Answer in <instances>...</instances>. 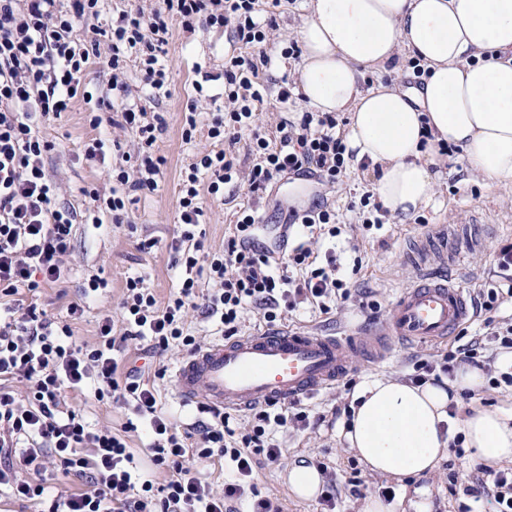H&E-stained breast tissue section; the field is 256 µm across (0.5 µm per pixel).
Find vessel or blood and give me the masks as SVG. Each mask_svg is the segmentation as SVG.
Instances as JSON below:
<instances>
[{"label":"vessel or blood","mask_w":512,"mask_h":512,"mask_svg":"<svg viewBox=\"0 0 512 512\" xmlns=\"http://www.w3.org/2000/svg\"><path fill=\"white\" fill-rule=\"evenodd\" d=\"M470 230L440 224L418 238L411 253L422 265L418 283L400 290L380 328L369 336H328L280 330L221 340L184 358L172 374L178 397L210 407L245 410L298 400L334 385L351 370L354 351L374 360L387 354L388 338L437 343L469 315L468 294L446 269L478 246Z\"/></svg>","instance_id":"obj_1"}]
</instances>
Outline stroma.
<instances>
[{
  "mask_svg": "<svg viewBox=\"0 0 512 512\" xmlns=\"http://www.w3.org/2000/svg\"><path fill=\"white\" fill-rule=\"evenodd\" d=\"M303 2L282 0L276 15L278 40L267 45L270 62L259 73L269 92L259 122L271 135L275 134L280 120H299L306 110L302 99L285 106L276 98L282 79L278 60L283 48L299 38ZM239 52L232 27L216 29L199 25L187 32L179 20H172L168 45L169 94L159 103L150 100L143 89L137 63H129L125 81L132 95L140 98L147 112L159 109L165 113L167 128L158 138L155 150L166 157L167 165L157 190L135 191L127 223H113L111 216L99 210L87 195L91 188L109 193L112 181L107 171L123 165L121 150H107L106 161L101 164L87 160L84 146L91 139L100 138L108 143L119 140L123 148H128L135 140L134 134L90 126L92 107L80 97L73 99L69 111L42 125L43 136L56 146L44 159L46 173L61 188L59 204L75 208L78 222L65 258L66 278L58 285L41 289L37 299L48 315L61 319L66 316L69 302L83 300L85 313L73 325L77 343L95 342L99 319L117 314L128 278L144 277L146 285L161 300L177 284L180 271L172 264L173 245L179 233L177 183L189 154L181 141L182 112L195 81L201 80L206 72H223L225 58ZM430 171L438 177L434 201L402 222L392 218L385 209L378 211L369 206L365 211H358L357 202L364 193L373 192L379 176L378 169L365 161L349 162L342 181L334 185L308 173L300 176L292 173L277 177L268 186L260 205L267 225L260 234L261 241L271 242L272 225L283 222L292 201H299L304 208L315 204L327 206L336 213L338 233L333 236L328 230L318 231L316 248L321 253L335 251L339 275L352 292L350 301L337 303L327 315L310 305H300L280 321V328L305 327L336 336L348 331H373L375 323L366 321L359 302L376 304L375 322L384 321L400 289L418 275L417 268L407 259L410 241L438 224H465L472 218L480 219L485 226L482 246L465 254L452 277L457 285L474 293L495 285L499 250L512 245V181L487 186L469 173L458 151L443 156ZM251 201L247 183L241 182L225 187L223 199L209 203L202 226L203 254L223 251L236 211ZM369 218L374 221L370 227L365 224ZM93 276L105 280L107 286L88 296L84 289ZM510 326V297L504 298L490 315L473 314L464 323L468 337L482 339L485 356L494 359L502 357L503 350L498 343L486 339L485 334ZM458 344L455 338L440 345L397 342L384 361L355 358L350 377L357 384L378 378L403 381L412 356L443 354ZM351 398V391L341 382L306 398L311 418L309 427L282 428L277 435L283 448L281 461L257 468L254 482L258 490L278 499L283 512H323L319 499L298 498L288 487L289 468L303 459L314 465H325V480L333 481L338 489L336 512H364L368 499L377 496L383 486L394 491L389 502L392 512H492L488 500H474L462 491L482 465L472 452L460 455L456 450H449L433 471L399 480L367 470L338 435L340 420L334 412L350 404Z\"/></svg>",
  "mask_w": 512,
  "mask_h": 512,
  "instance_id": "35a3bbf8",
  "label": "stroma"
}]
</instances>
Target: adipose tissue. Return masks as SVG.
Listing matches in <instances>:
<instances>
[{
	"label": "adipose tissue",
	"mask_w": 512,
	"mask_h": 512,
	"mask_svg": "<svg viewBox=\"0 0 512 512\" xmlns=\"http://www.w3.org/2000/svg\"><path fill=\"white\" fill-rule=\"evenodd\" d=\"M304 9L302 61L279 66L292 68L310 110L349 113L347 144L378 166L375 190L394 216L433 202L429 166L443 143L487 185L512 181V0H306ZM406 55L424 70L421 86L361 89L362 70ZM484 382L470 367L443 386L364 382L339 434L381 476L432 471L458 434L479 459L512 461V417L479 405L448 413Z\"/></svg>",
	"instance_id": "1"
}]
</instances>
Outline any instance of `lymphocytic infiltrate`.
Here are the masks:
<instances>
[{"mask_svg": "<svg viewBox=\"0 0 512 512\" xmlns=\"http://www.w3.org/2000/svg\"><path fill=\"white\" fill-rule=\"evenodd\" d=\"M100 0H0V494L8 499L47 505V512H238L236 504L251 498V512H282L279 502L261 495L254 483L259 461L274 464L283 448L275 434L291 425L306 428L310 415L301 403L273 402L256 409L247 426L234 429L229 413L199 405V420L178 428L161 406L153 381L140 371L123 369L119 352L124 342L140 340L161 354L202 350L204 339L191 326L190 312L213 320L226 337L236 336L247 308L265 323L302 303L328 312L330 305L349 300L351 290L338 276L336 256L316 259L307 243H297L282 256L260 245L258 208L246 205L237 213L234 232L222 253L200 263L198 228L204 198H221L227 184L246 179L250 193L260 195L285 173L318 174L336 183L353 154L337 136L332 112H307L300 122L281 121L278 144H271L259 124L266 88L259 67L267 63L265 47L276 29L275 18L253 19L257 0H160L157 8L120 11L105 26L79 35L80 24L98 17ZM183 29L197 24L233 26L245 51L224 63V105L208 123L207 136L236 144L249 137L255 162L240 173L225 150H195L200 124L202 83L182 116L181 139L193 146L190 162L179 176L180 238L174 266L181 276L166 301H159L142 277H132L120 302V328L111 318L98 323L94 344H76L71 321L84 314L80 303L67 307L68 322L52 320L24 296L65 277V257L77 214L59 207L58 184L45 173L44 157L53 148L40 135L41 123L68 111L83 97L96 104L91 126L101 123L129 129L138 141L126 153L131 169L113 170L109 196L89 190L102 202L113 223L126 215L124 188L157 190L167 163L153 146L167 128L161 113H147L127 97L122 75L136 62L152 97L168 94L166 64L169 21ZM111 70L112 86L122 91L115 102L94 98L84 84L92 62ZM212 287L200 294L201 280ZM479 339L448 351L442 358H419L412 382L440 381L453 376L457 364L491 370ZM93 386L100 402L128 406L134 418L124 434L111 427H92L70 404L72 395ZM145 427L154 470L165 472L164 483L140 472L125 435ZM223 459L230 476L222 489L204 481L193 463ZM77 479L76 489L56 495L48 473Z\"/></svg>", "mask_w": 512, "mask_h": 512, "instance_id": "f902f5d3", "label": "lymphocytic infiltrate"}]
</instances>
